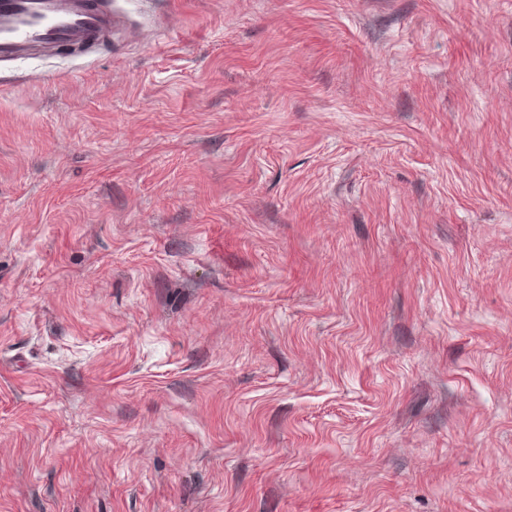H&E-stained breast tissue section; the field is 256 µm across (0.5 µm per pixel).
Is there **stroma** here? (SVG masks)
Here are the masks:
<instances>
[{
    "label": "stroma",
    "mask_w": 512,
    "mask_h": 512,
    "mask_svg": "<svg viewBox=\"0 0 512 512\" xmlns=\"http://www.w3.org/2000/svg\"><path fill=\"white\" fill-rule=\"evenodd\" d=\"M0 62V512H512V0H112Z\"/></svg>",
    "instance_id": "35a3bbf8"
}]
</instances>
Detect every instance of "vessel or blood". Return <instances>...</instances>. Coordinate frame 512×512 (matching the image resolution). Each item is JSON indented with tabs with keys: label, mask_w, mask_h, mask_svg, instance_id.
Returning a JSON list of instances; mask_svg holds the SVG:
<instances>
[{
	"label": "vessel or blood",
	"mask_w": 512,
	"mask_h": 512,
	"mask_svg": "<svg viewBox=\"0 0 512 512\" xmlns=\"http://www.w3.org/2000/svg\"><path fill=\"white\" fill-rule=\"evenodd\" d=\"M114 27L105 0H0V61L96 43Z\"/></svg>",
	"instance_id": "obj_1"
}]
</instances>
